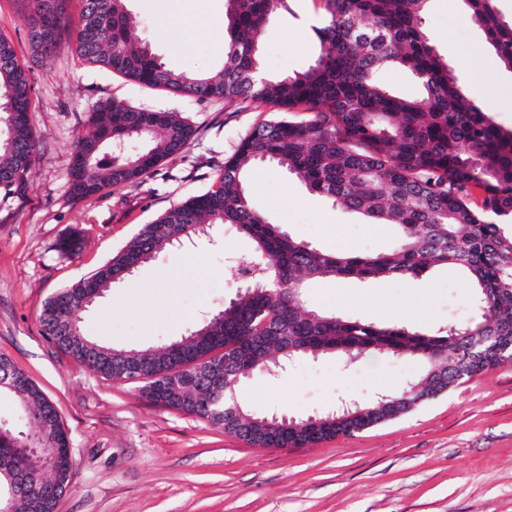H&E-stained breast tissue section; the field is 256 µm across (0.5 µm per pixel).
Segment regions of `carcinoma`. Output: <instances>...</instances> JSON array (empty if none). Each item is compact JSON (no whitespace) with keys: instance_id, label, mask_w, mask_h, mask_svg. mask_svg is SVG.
Here are the masks:
<instances>
[{"instance_id":"obj_1","label":"carcinoma","mask_w":512,"mask_h":512,"mask_svg":"<svg viewBox=\"0 0 512 512\" xmlns=\"http://www.w3.org/2000/svg\"><path fill=\"white\" fill-rule=\"evenodd\" d=\"M29 41L34 55L51 58L62 33L75 36L78 56L148 87L196 99L252 100L280 115L253 127L236 154L224 161L211 187L178 203L104 265L50 297L43 306V333L78 364L113 381L133 382L140 365L141 393L153 404L218 425L261 448L314 445L387 422L385 406L420 405L443 394L451 382L512 362V131L499 127L490 110L466 96L463 86L424 28L428 0H324L313 31L321 51L313 64L285 77L256 78L263 71L259 33L288 0H224V62L213 73L175 71L135 39L127 0H81L78 17L67 0L48 12L47 0H29ZM484 30L501 64L512 71V24L498 17L495 0H461ZM394 66L411 73L417 97L401 98L377 79ZM31 83L11 43L0 36V190L19 186L35 161L30 126ZM303 112L300 119L292 113ZM90 129L77 137L70 193L78 200L127 185L185 148L193 127L174 112L145 110L110 99L93 106ZM133 140L145 147L130 153ZM268 161L337 207L374 224H394L399 236L385 253L351 254L313 247L270 223L248 197L246 165ZM232 224L254 246L243 286L224 310L178 341L121 349L126 361L85 358L57 336L63 313L82 316L78 298L89 288L108 292L112 279L141 256L181 246ZM464 271L482 321L449 324L430 334L328 315L305 303L310 280L415 279L435 267ZM413 356L420 377L371 402L350 400L334 411L276 421L245 406L224 414V382L233 386L256 373L272 378L282 366L308 356L339 353L357 358L369 351ZM219 366L223 376L192 375L189 364ZM18 403L8 420L14 445L31 430L29 416L51 418L43 438L49 451L65 435L52 400L6 357H0V394ZM72 476L37 468L29 497L13 512H55L42 484L68 491Z\"/></svg>"}]
</instances>
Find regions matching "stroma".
Returning <instances> with one entry per match:
<instances>
[{
  "label": "stroma",
  "mask_w": 512,
  "mask_h": 512,
  "mask_svg": "<svg viewBox=\"0 0 512 512\" xmlns=\"http://www.w3.org/2000/svg\"><path fill=\"white\" fill-rule=\"evenodd\" d=\"M323 0H291L260 35L267 74L305 70L320 53L308 27ZM139 39L174 70L213 71L224 59V0H128ZM27 0H0V36L31 77L35 162L24 184L0 191V355L52 399L69 434L74 474L58 512H512V362L475 374L399 419L352 436L294 448H258L222 428L152 405L137 385L109 381L79 365L43 334L41 313L57 291L88 276L124 247L141 225L204 193L226 158L275 108L249 100L198 101L148 88L81 60L70 35L44 62L32 53ZM439 54L474 103L512 129V105L475 95L478 85L512 87V72L484 32L448 0L424 16ZM109 98L178 113L195 129L191 143L139 183L77 200L69 169L91 106ZM252 204L271 223L319 248L385 251L397 231L332 207L269 164L248 179ZM80 231L78 254L57 244ZM254 257L230 225L163 251L111 288L83 314L87 336L137 349L187 335L222 309L240 283L233 261ZM314 309L424 333L448 322L476 323L464 275L455 268L417 279L311 284ZM420 360L372 353L352 364L335 356L292 362L277 379L255 376L239 392L258 413L300 417L362 401L417 377Z\"/></svg>",
  "instance_id": "obj_1"
}]
</instances>
